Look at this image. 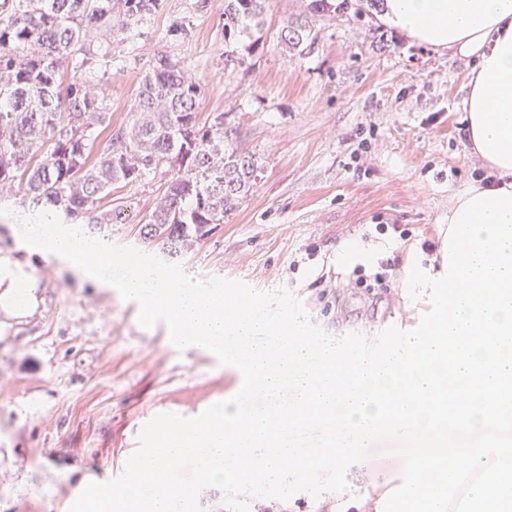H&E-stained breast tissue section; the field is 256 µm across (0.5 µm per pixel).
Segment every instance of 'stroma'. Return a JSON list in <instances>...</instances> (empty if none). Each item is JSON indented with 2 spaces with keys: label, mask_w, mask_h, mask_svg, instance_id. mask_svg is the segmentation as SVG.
Wrapping results in <instances>:
<instances>
[{
  "label": "stroma",
  "mask_w": 512,
  "mask_h": 512,
  "mask_svg": "<svg viewBox=\"0 0 512 512\" xmlns=\"http://www.w3.org/2000/svg\"><path fill=\"white\" fill-rule=\"evenodd\" d=\"M303 15L302 0H268L259 44L224 39V0H161L141 22L115 31L111 62L90 68L113 127L125 126L139 81L155 58L185 66L203 86L200 122L223 116L232 147L252 155L257 177L240 206L204 239L169 255L144 243V219L163 197L166 169L119 181L97 202L122 212L108 230H83L181 265L272 292L286 287L313 321L338 337L416 327L403 269L441 268L454 194L488 168L462 132L471 63L383 26L376 12L308 19L310 54L286 52L276 34ZM0 271L34 280L35 304L0 312V512H68L137 446L156 414L191 417L231 398L241 374L171 346L162 327L142 328L135 302L80 279L67 264L29 251L2 196ZM397 444L374 443L348 471L351 494L251 497L249 512H347L386 497L375 481L399 462Z\"/></svg>",
  "instance_id": "stroma-1"
}]
</instances>
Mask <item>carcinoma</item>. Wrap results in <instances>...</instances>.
I'll list each match as a JSON object with an SVG mask.
<instances>
[{"instance_id": "obj_1", "label": "carcinoma", "mask_w": 512, "mask_h": 512, "mask_svg": "<svg viewBox=\"0 0 512 512\" xmlns=\"http://www.w3.org/2000/svg\"><path fill=\"white\" fill-rule=\"evenodd\" d=\"M308 0L312 16L351 13L364 2ZM267 0H224V40L262 30ZM159 0H123L122 24L154 12ZM112 0H0V191L24 190L29 207L67 218L90 215L94 224H120L122 213L93 215L117 180L133 182L162 167L173 172L165 194L142 227L178 253L224 223L247 196L257 166L252 156L224 144V115L199 122L201 84L180 63L160 56L145 73L129 125L109 135L89 164L94 129L111 128L104 92L87 75L89 60L112 40ZM277 34L293 54L311 51L316 36L291 21ZM74 78L61 89V69Z\"/></svg>"}]
</instances>
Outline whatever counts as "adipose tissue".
<instances>
[{
    "mask_svg": "<svg viewBox=\"0 0 512 512\" xmlns=\"http://www.w3.org/2000/svg\"><path fill=\"white\" fill-rule=\"evenodd\" d=\"M379 18L420 45L473 63L463 101L493 189L512 191V0H381Z\"/></svg>",
    "mask_w": 512,
    "mask_h": 512,
    "instance_id": "ef3b65f1",
    "label": "adipose tissue"
}]
</instances>
